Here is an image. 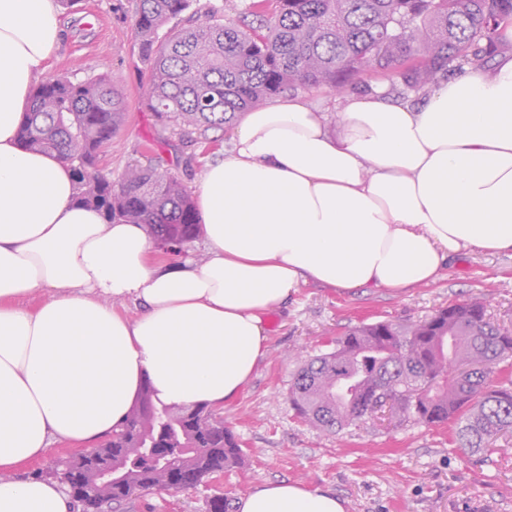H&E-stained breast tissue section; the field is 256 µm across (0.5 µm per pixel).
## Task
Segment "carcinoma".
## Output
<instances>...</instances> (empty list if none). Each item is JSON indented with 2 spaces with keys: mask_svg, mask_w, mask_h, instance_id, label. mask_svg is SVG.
Masks as SVG:
<instances>
[{
  "mask_svg": "<svg viewBox=\"0 0 512 512\" xmlns=\"http://www.w3.org/2000/svg\"><path fill=\"white\" fill-rule=\"evenodd\" d=\"M194 0H136L134 38L146 69L141 104L183 143L220 145L224 126L297 88L346 93L373 71L398 75L418 91L450 68L477 63L498 48L512 0H251L236 23L224 9L182 19ZM168 27L164 36L159 30ZM125 110L105 76L38 84L18 130L21 147L70 165L78 200L112 222L144 224L152 240L183 247L201 222L187 185L157 180L162 157L146 146L147 163L117 178L98 169ZM512 334L470 299L412 324L376 322L350 328L336 348L303 361L289 400L297 415L328 432L366 419L386 396L399 417L455 425L451 443L470 453L512 431ZM197 452L188 453L186 449ZM121 462L124 476L94 499L69 489L77 512H118L151 490L194 489L245 455L234 433L205 405L172 406L150 387L96 448Z\"/></svg>",
  "mask_w": 512,
  "mask_h": 512,
  "instance_id": "cac0c4a2",
  "label": "carcinoma"
}]
</instances>
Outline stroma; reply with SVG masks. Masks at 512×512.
Instances as JSON below:
<instances>
[{"instance_id":"35a3bbf8","label":"stroma","mask_w":512,"mask_h":512,"mask_svg":"<svg viewBox=\"0 0 512 512\" xmlns=\"http://www.w3.org/2000/svg\"><path fill=\"white\" fill-rule=\"evenodd\" d=\"M134 10L135 0H80L76 10L60 9V43L45 64L46 77L80 82L104 75L122 91L124 119L99 158L100 169L114 177L142 160L144 144L160 134L140 103ZM162 157L164 170L192 190L210 160L201 146L178 143ZM472 296L483 297L494 322L512 329L511 251L462 256L435 282L397 293L300 285L266 313L268 350L253 378L215 410L239 439L245 464L194 489L140 494L125 512H206L212 496L235 500L280 480L330 492L345 512H512V432L501 435L493 451L466 455L451 444L450 423L369 420L328 433L297 417L289 401L301 357L331 350L347 328L417 322Z\"/></svg>"}]
</instances>
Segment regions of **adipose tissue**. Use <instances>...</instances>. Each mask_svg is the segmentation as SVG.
<instances>
[{
	"mask_svg": "<svg viewBox=\"0 0 512 512\" xmlns=\"http://www.w3.org/2000/svg\"><path fill=\"white\" fill-rule=\"evenodd\" d=\"M60 38L56 0H0V472L92 445L146 383L168 404L223 405L267 352L264 315L300 284L400 291L463 254L512 251V54L415 100L383 83L350 94L333 124L300 97L247 113L194 193L207 257L158 263L143 225L107 222L67 163L17 145ZM125 299L136 317L115 310ZM236 506L344 512L285 480ZM70 509L58 482L0 484V512Z\"/></svg>",
	"mask_w": 512,
	"mask_h": 512,
	"instance_id": "1",
	"label": "adipose tissue"
}]
</instances>
